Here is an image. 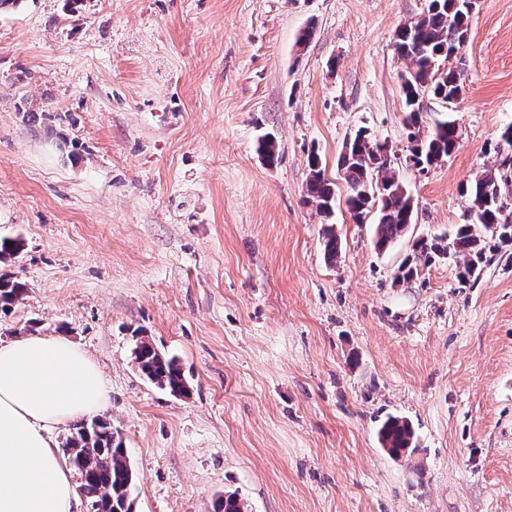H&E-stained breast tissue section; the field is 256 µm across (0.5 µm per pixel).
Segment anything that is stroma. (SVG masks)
Listing matches in <instances>:
<instances>
[{
    "instance_id": "35a3bbf8",
    "label": "stroma",
    "mask_w": 512,
    "mask_h": 512,
    "mask_svg": "<svg viewBox=\"0 0 512 512\" xmlns=\"http://www.w3.org/2000/svg\"><path fill=\"white\" fill-rule=\"evenodd\" d=\"M428 0H19L0 12V237L27 285L0 340L61 334L97 364L136 473L133 512H512V258L459 287L411 283L414 242L467 223L460 187L512 123V0H476L460 140L407 161L395 29ZM314 33L307 44L299 38ZM64 115L52 130L23 111ZM393 148L414 221L387 250L336 161L359 129ZM81 145L67 160L59 136ZM272 136L278 158L257 152ZM336 184L307 204L309 157ZM334 228L341 255L324 257ZM176 358L174 395L133 362ZM405 417L414 444L378 441ZM378 437L383 448L394 456H400L413 444L414 431L404 418L389 416L382 422Z\"/></svg>"
}]
</instances>
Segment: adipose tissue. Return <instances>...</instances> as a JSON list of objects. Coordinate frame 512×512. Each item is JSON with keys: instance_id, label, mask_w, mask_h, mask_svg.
Listing matches in <instances>:
<instances>
[{"instance_id": "adipose-tissue-1", "label": "adipose tissue", "mask_w": 512, "mask_h": 512, "mask_svg": "<svg viewBox=\"0 0 512 512\" xmlns=\"http://www.w3.org/2000/svg\"><path fill=\"white\" fill-rule=\"evenodd\" d=\"M107 400L97 366L65 336L0 341V512H76L50 433Z\"/></svg>"}]
</instances>
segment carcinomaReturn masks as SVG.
<instances>
[{
	"label": "carcinoma",
	"instance_id": "obj_1",
	"mask_svg": "<svg viewBox=\"0 0 512 512\" xmlns=\"http://www.w3.org/2000/svg\"><path fill=\"white\" fill-rule=\"evenodd\" d=\"M476 0H429L426 10L405 21L393 34L396 54L409 62L400 74L404 95L408 158L424 171L445 161L456 149L459 122L451 112L436 113L433 125L423 131V101L434 98L445 104L455 103L464 88L465 63L462 50L468 38L470 14ZM512 123L493 145L497 156L494 167L482 172L460 188L471 201L473 220L460 224L446 244L419 239L398 268L396 278L409 282L419 277L440 254L460 259L456 280L464 288L479 279L487 264L485 240L476 232L480 227L495 240L492 248L512 244V223L502 222V199L512 194ZM350 195L347 205L354 219L362 220L377 208L375 247L384 251L403 237L414 220L412 196L399 176L396 154L385 141H378L363 130L343 144L337 159ZM306 202L329 215L336 203L335 183L328 179L317 154L309 159ZM19 238H0V313L6 314L26 292V284L6 270L22 249ZM324 255L334 261L341 253L335 232L323 240ZM134 361L149 381L172 393L186 390V379L174 358L161 356L145 339L137 342ZM378 437L382 447L399 456L411 447L414 431L402 417L389 416L381 424ZM61 451L79 475V490L95 512H130V492L135 475L127 463V450L119 433L105 418L95 417L72 428ZM214 512H247L242 499L227 495L215 502Z\"/></svg>",
	"mask_w": 512,
	"mask_h": 512
}]
</instances>
